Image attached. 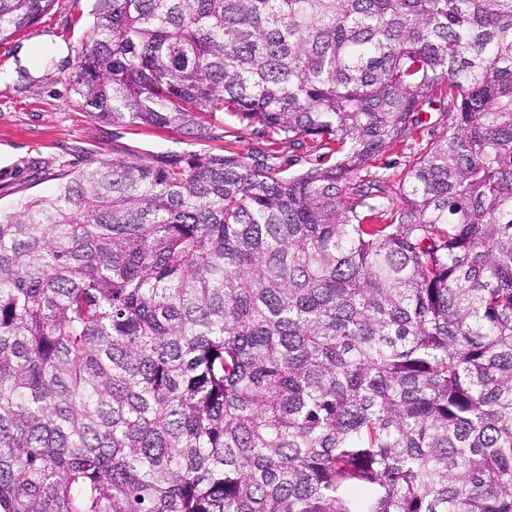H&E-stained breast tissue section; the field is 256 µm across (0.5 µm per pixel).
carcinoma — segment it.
I'll return each instance as SVG.
<instances>
[{"mask_svg":"<svg viewBox=\"0 0 512 512\" xmlns=\"http://www.w3.org/2000/svg\"><path fill=\"white\" fill-rule=\"evenodd\" d=\"M55 0H0V42ZM112 160L0 210V512H512V0H94ZM438 104L398 201L361 179Z\"/></svg>","mask_w":512,"mask_h":512,"instance_id":"carcinoma-1","label":"carcinoma"}]
</instances>
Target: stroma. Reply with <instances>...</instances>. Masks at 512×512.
Returning a JSON list of instances; mask_svg holds the SVG:
<instances>
[{"instance_id": "35a3bbf8", "label": "stroma", "mask_w": 512, "mask_h": 512, "mask_svg": "<svg viewBox=\"0 0 512 512\" xmlns=\"http://www.w3.org/2000/svg\"><path fill=\"white\" fill-rule=\"evenodd\" d=\"M92 7L93 0H57L35 25L0 43V210L52 191L59 170H78L93 161L122 159L165 168L186 165L196 154L228 150L253 161L276 155L300 169L316 162L318 153L310 140H272L230 112L213 123L205 139L176 128L96 119L72 90L77 54L93 21ZM44 36L62 42L65 57L52 56L33 70L12 74L19 50ZM443 130L442 112L428 110L415 138L389 147L362 171V178L382 181L390 196H398L408 165Z\"/></svg>"}]
</instances>
